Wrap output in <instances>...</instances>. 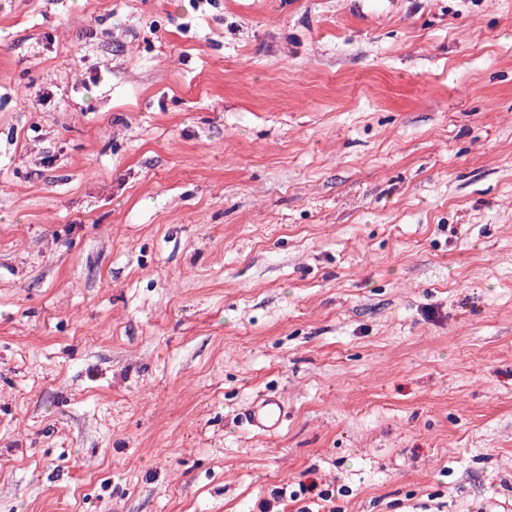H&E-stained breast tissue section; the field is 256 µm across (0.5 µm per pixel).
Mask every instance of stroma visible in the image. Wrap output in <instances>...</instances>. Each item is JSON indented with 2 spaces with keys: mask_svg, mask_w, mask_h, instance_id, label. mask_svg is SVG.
I'll use <instances>...</instances> for the list:
<instances>
[{
  "mask_svg": "<svg viewBox=\"0 0 512 512\" xmlns=\"http://www.w3.org/2000/svg\"><path fill=\"white\" fill-rule=\"evenodd\" d=\"M302 481L512 512V0H0V512ZM284 414L282 403L277 399H266L251 408V421L261 431L273 433L279 428Z\"/></svg>",
  "mask_w": 512,
  "mask_h": 512,
  "instance_id": "35a3bbf8",
  "label": "stroma"
}]
</instances>
